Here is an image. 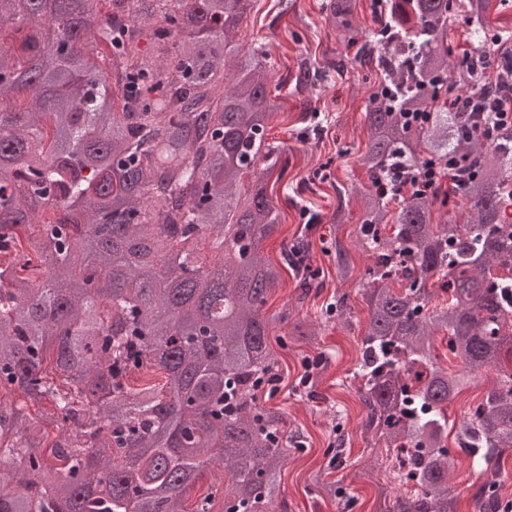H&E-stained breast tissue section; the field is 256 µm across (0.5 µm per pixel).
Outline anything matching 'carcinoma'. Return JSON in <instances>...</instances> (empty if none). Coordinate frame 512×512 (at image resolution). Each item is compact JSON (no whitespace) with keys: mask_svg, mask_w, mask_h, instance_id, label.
Masks as SVG:
<instances>
[{"mask_svg":"<svg viewBox=\"0 0 512 512\" xmlns=\"http://www.w3.org/2000/svg\"><path fill=\"white\" fill-rule=\"evenodd\" d=\"M490 4L459 0L477 39L461 68L448 58L452 0H394L359 48L378 74L355 160L371 183L355 197V244L372 264L357 273L339 240L333 261L369 311L352 374L362 433L411 488L377 512H456L461 453L485 476L474 512L512 503L501 467L512 451V125L487 111L512 104V49L486 23ZM251 6L0 0V166L12 169L0 185V452L11 457L0 512H213L218 498L288 512L294 435L256 396L258 380L282 379L269 336L288 315L264 311L282 283L262 249L280 221L268 179L285 165L265 138L280 88L269 53L238 37ZM326 19L356 42V0H329ZM50 24L66 40L47 42ZM454 73L452 107L435 90ZM292 82L312 89L318 72ZM450 163L463 224L437 212L436 193L385 191ZM308 261L302 241L284 253L297 271ZM349 297L336 293L322 317L345 319ZM319 328L298 320L291 336L313 341ZM441 332L457 371L435 354ZM492 371L450 448L448 402ZM15 394L52 412L33 418ZM207 468L221 479L189 511L184 494ZM315 484L346 512L349 486Z\"/></svg>","mask_w":512,"mask_h":512,"instance_id":"1","label":"carcinoma"}]
</instances>
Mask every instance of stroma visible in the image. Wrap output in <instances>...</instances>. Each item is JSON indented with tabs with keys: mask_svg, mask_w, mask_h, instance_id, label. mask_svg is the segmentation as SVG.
<instances>
[{
	"mask_svg": "<svg viewBox=\"0 0 512 512\" xmlns=\"http://www.w3.org/2000/svg\"><path fill=\"white\" fill-rule=\"evenodd\" d=\"M324 0H253L242 24L245 46L264 45L270 53L269 75L281 86V106L271 119L266 139L278 146L287 164L284 177L268 186V195L281 211L278 231L263 248L272 260L298 238L310 243V275L322 292L296 303L300 279L293 270L283 273L284 284L269 298L266 311L288 310L293 316L320 318L321 307L336 291V270L331 261L333 237L352 243L358 214L349 195L351 188L367 184V175L353 158L365 150L363 123L370 86L375 79L356 59L357 46L342 47L337 34L325 23ZM344 51V70L336 68V53ZM319 69L322 79L315 91L295 92L291 79L300 64ZM344 206L348 217L334 229L333 214ZM349 325L330 321L314 343L296 342L280 330L272 348L279 360L282 380L278 392L266 399V407L283 412L289 430L300 433L301 443L288 449L283 486L290 512H340L323 498L313 483L315 474L330 480H351L354 504L350 512H375L378 484L387 482L386 469L373 479L362 472L386 451L364 439L360 422L364 408L357 396L351 372L360 356L368 311L359 297H351ZM327 355L326 371L313 373L301 385L306 362ZM344 440V465L330 469L329 448Z\"/></svg>",
	"mask_w": 512,
	"mask_h": 512,
	"instance_id": "35a3bbf8",
	"label": "stroma"
}]
</instances>
